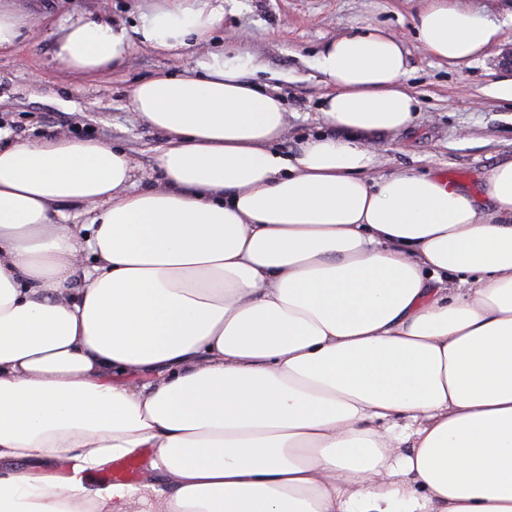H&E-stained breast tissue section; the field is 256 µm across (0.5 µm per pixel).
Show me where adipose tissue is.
<instances>
[{
    "instance_id": "ef3b65f1",
    "label": "adipose tissue",
    "mask_w": 512,
    "mask_h": 512,
    "mask_svg": "<svg viewBox=\"0 0 512 512\" xmlns=\"http://www.w3.org/2000/svg\"><path fill=\"white\" fill-rule=\"evenodd\" d=\"M223 18L164 0L62 26L58 59L88 77L137 45L198 49L195 74L132 91L168 136L156 185L95 140L0 145V461L74 472L1 475L0 512H512V159L480 203L443 175L373 177L419 110L377 25L315 58L342 137L284 154L280 95L208 48ZM414 30L453 66L500 39L453 0ZM146 448L166 489L85 483ZM158 0H107L111 16L114 20L123 21L127 26L134 25L141 12L158 4Z\"/></svg>"
}]
</instances>
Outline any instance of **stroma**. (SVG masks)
Wrapping results in <instances>:
<instances>
[{
  "instance_id": "stroma-1",
  "label": "stroma",
  "mask_w": 512,
  "mask_h": 512,
  "mask_svg": "<svg viewBox=\"0 0 512 512\" xmlns=\"http://www.w3.org/2000/svg\"><path fill=\"white\" fill-rule=\"evenodd\" d=\"M107 2L113 19L134 25L158 0H13L14 9L40 19V37L23 39L0 55V129L10 140L56 134L93 139L125 150L135 164L137 187L154 184L163 132L136 121L135 85L195 66L196 48L174 56L135 47L113 72L90 79L66 70L55 49L67 18H93ZM492 20L503 31L484 55L451 69L439 64L414 37L421 0H224V20L211 47L249 56L259 78L277 75L287 107L279 149L295 154L308 136L328 133L320 119L324 88L315 53L329 40L381 24L401 35L408 50L410 82L420 101L414 125L379 155L377 175L403 169L438 172L471 192L494 164L512 158V106L489 95L490 85L512 77L505 50L512 46V0H454Z\"/></svg>"
}]
</instances>
